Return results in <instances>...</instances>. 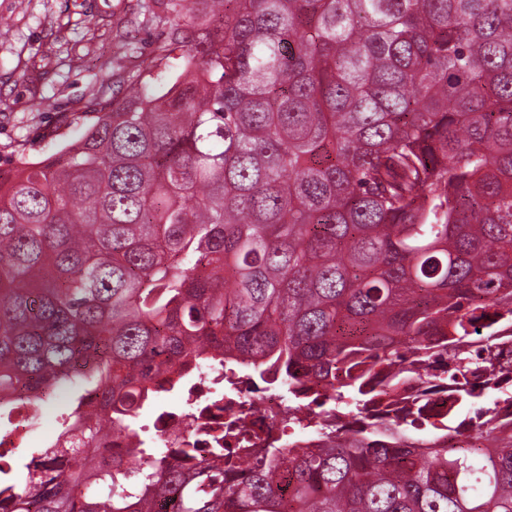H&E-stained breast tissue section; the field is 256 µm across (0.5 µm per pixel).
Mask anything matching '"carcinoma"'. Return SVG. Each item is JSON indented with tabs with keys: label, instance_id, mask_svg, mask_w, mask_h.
<instances>
[{
	"label": "carcinoma",
	"instance_id": "carcinoma-1",
	"mask_svg": "<svg viewBox=\"0 0 512 512\" xmlns=\"http://www.w3.org/2000/svg\"><path fill=\"white\" fill-rule=\"evenodd\" d=\"M165 9L163 93L147 63L0 173V416L73 393L14 446L24 484L0 466V512H512L508 359L468 342L512 328V0ZM204 366L288 400L253 458L73 451ZM68 402L66 392H57L42 407V416L40 424L34 433L38 437H47L52 433L55 415L65 407Z\"/></svg>",
	"mask_w": 512,
	"mask_h": 512
}]
</instances>
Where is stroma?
<instances>
[{"mask_svg": "<svg viewBox=\"0 0 512 512\" xmlns=\"http://www.w3.org/2000/svg\"><path fill=\"white\" fill-rule=\"evenodd\" d=\"M163 0H0V170L78 141L169 40Z\"/></svg>", "mask_w": 512, "mask_h": 512, "instance_id": "1", "label": "stroma"}]
</instances>
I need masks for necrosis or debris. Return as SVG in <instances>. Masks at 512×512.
I'll use <instances>...</instances> for the list:
<instances>
[{
	"instance_id": "obj_1",
	"label": "necrosis or debris",
	"mask_w": 512,
	"mask_h": 512,
	"mask_svg": "<svg viewBox=\"0 0 512 512\" xmlns=\"http://www.w3.org/2000/svg\"><path fill=\"white\" fill-rule=\"evenodd\" d=\"M221 371L203 369L182 397L179 407L161 411L149 424L135 426L125 440V447L146 445L151 448H208L216 436H224L227 450L239 457L254 455V447L244 437H225L224 424L241 418L251 432L276 428L287 410L279 396L258 393L248 386L225 396L222 408H215L210 398L223 386Z\"/></svg>"
}]
</instances>
